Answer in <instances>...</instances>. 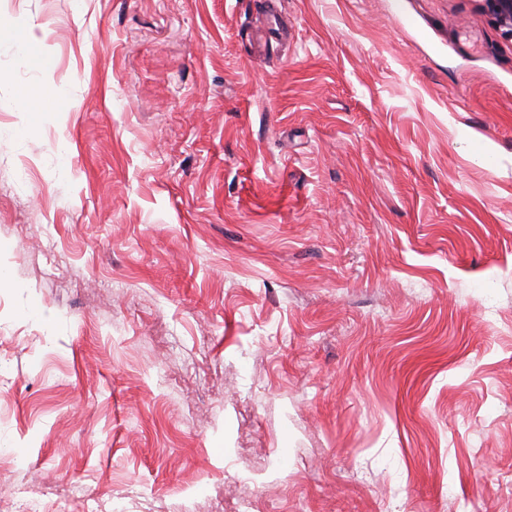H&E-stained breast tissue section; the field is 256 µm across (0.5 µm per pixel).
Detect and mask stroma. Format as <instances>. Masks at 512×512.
Here are the masks:
<instances>
[{
    "label": "stroma",
    "instance_id": "1",
    "mask_svg": "<svg viewBox=\"0 0 512 512\" xmlns=\"http://www.w3.org/2000/svg\"><path fill=\"white\" fill-rule=\"evenodd\" d=\"M277 11L0 0V512H512V39Z\"/></svg>",
    "mask_w": 512,
    "mask_h": 512
}]
</instances>
